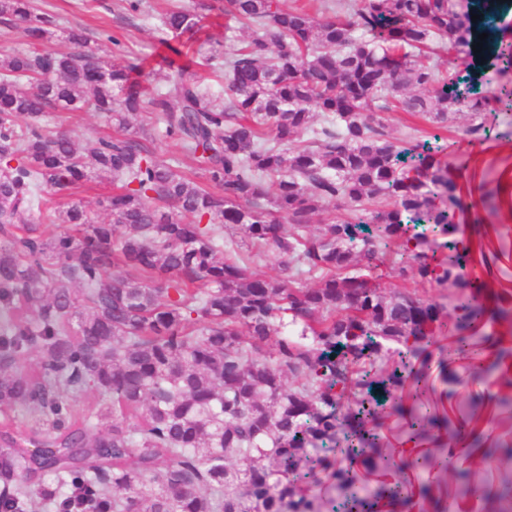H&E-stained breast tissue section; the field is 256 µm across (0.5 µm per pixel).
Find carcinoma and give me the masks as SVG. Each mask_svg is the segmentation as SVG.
I'll use <instances>...</instances> for the list:
<instances>
[{
    "label": "carcinoma",
    "mask_w": 512,
    "mask_h": 512,
    "mask_svg": "<svg viewBox=\"0 0 512 512\" xmlns=\"http://www.w3.org/2000/svg\"><path fill=\"white\" fill-rule=\"evenodd\" d=\"M210 10L163 14L161 33L198 48L168 45L156 88L149 62L118 67L80 29L66 32L74 51L47 50L55 18L0 0L31 47L0 56V512H322L320 474L341 512L358 498L351 464L382 460L375 365L398 358L382 386L417 387L427 373L413 360L435 332L464 341L488 297L512 320V297L469 270L482 246L456 239L450 165L401 146L381 116L446 129L465 109L466 134L490 137L493 98L460 96L456 70L418 57L431 45L470 55L496 2L334 0L318 19L226 0L225 29L250 36L224 44L202 37ZM201 66L224 93L202 85ZM50 112L120 128L145 112L207 184L158 160L147 130L78 140ZM102 177L119 184L109 224L72 199ZM330 202L367 217L308 232ZM226 229L280 274L252 271ZM387 261L448 303L384 293L368 272ZM91 393L112 408L95 423L76 410Z\"/></svg>",
    "instance_id": "1"
}]
</instances>
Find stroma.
<instances>
[{"instance_id": "stroma-1", "label": "stroma", "mask_w": 512, "mask_h": 512, "mask_svg": "<svg viewBox=\"0 0 512 512\" xmlns=\"http://www.w3.org/2000/svg\"><path fill=\"white\" fill-rule=\"evenodd\" d=\"M43 10L54 16L60 28H79L93 39L111 34L121 39L123 53L114 55V62L125 64L131 57L157 61L167 49L157 34L158 17L169 0H144L141 15L131 16L123 0H38ZM492 25L496 30L494 49L485 55L459 60L455 53L441 52L433 58L439 69H457L462 77L461 92H477L484 96L497 94L501 85L512 83V70L503 71L496 55L512 52V11L502 10ZM383 118L394 136H403L409 128L419 129L423 138L435 139L434 160L451 164L460 174L461 205L456 211L458 239L482 242L486 250L498 253L500 259L489 279L494 290L512 293V199L497 195L484 200L483 194L495 190L512 172V106L496 102L488 110V123L493 132L482 142L470 141L464 133L470 122L465 113L455 114L446 129L436 130L419 115L410 112H387ZM428 378L420 386L419 396L411 392L397 393L394 405L380 408L373 429L379 437L383 460L377 474H366L357 468L358 484L368 490L404 485H431L432 499L413 502L408 512H460L457 501L448 497L446 488L456 468L463 466V457L445 458L438 450V440H449L442 424L430 429L432 438L425 442L423 455L430 458L429 467H406L402 464L399 443L410 431V416L416 408L427 409L441 416L436 399L442 388L439 376L447 373L459 381L458 400L465 405L476 431L512 438V414L493 411L491 403L499 392L498 376L481 384L471 382V361L458 356L448 337L438 334L431 341L425 358Z\"/></svg>"}]
</instances>
